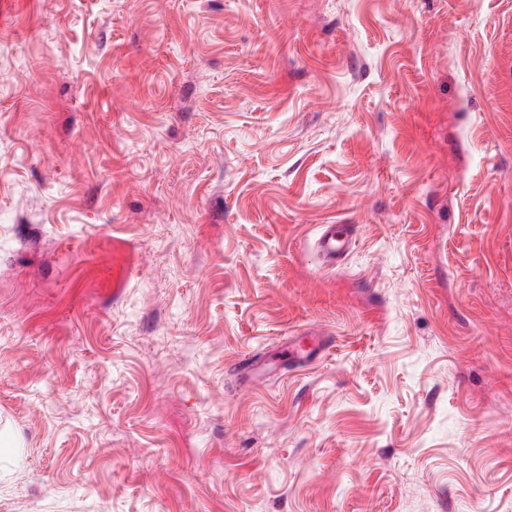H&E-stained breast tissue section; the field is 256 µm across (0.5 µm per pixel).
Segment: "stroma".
Returning a JSON list of instances; mask_svg holds the SVG:
<instances>
[{"instance_id": "35a3bbf8", "label": "stroma", "mask_w": 512, "mask_h": 512, "mask_svg": "<svg viewBox=\"0 0 512 512\" xmlns=\"http://www.w3.org/2000/svg\"><path fill=\"white\" fill-rule=\"evenodd\" d=\"M0 512H512V0H0ZM316 243L322 265L336 267V262L350 250L352 238L346 225L324 224Z\"/></svg>"}]
</instances>
